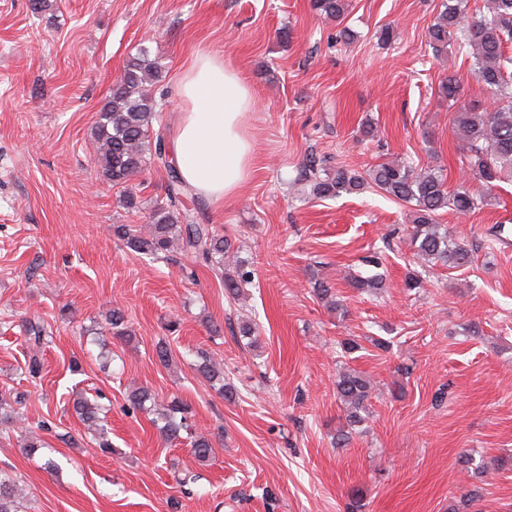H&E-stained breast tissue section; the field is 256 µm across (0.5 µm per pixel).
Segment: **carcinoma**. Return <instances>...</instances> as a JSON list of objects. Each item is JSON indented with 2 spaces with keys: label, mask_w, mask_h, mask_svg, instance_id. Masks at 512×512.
<instances>
[{
  "label": "carcinoma",
  "mask_w": 512,
  "mask_h": 512,
  "mask_svg": "<svg viewBox=\"0 0 512 512\" xmlns=\"http://www.w3.org/2000/svg\"><path fill=\"white\" fill-rule=\"evenodd\" d=\"M319 14L336 21L348 11V0H313ZM429 42L438 55L455 47L457 53L473 59V74L494 96L490 111L461 107L455 116L457 135L466 151L465 164L483 184V194L475 195L466 182L450 191L446 178L436 169L416 170L402 160L376 164L364 172L346 165L330 167L311 157L301 166L299 180L318 198H335L342 193L379 190L410 208L411 230L408 233L413 256L426 264L460 268L470 262L469 249L451 238L446 225L437 221L442 210L466 214L476 210L492 195L497 182L512 173V0H488L486 11L471 7V0H442L441 10L428 30ZM158 78L156 67L147 54L140 53L129 61L123 74L112 85L111 95L99 112L94 130L100 175L112 186L125 187L132 177L150 168H163L169 174L166 200L152 206L148 228L133 224L112 225L113 236L130 251L155 259L165 258L176 248L190 251L208 268L224 276V292L231 298L240 296L252 283V271L245 269L231 242L208 224L198 222L193 190L186 185L166 153L162 130L154 128L159 120L157 103L149 86ZM460 79L455 74L444 78L438 88L441 96L457 100ZM236 269L224 275V267ZM109 331L113 337H129L126 316L121 309L112 310ZM25 341L39 348L46 340L43 324L27 320L22 324ZM195 370L220 395L233 398L232 388L224 384V370L202 351L196 353ZM336 392L345 405L347 426L364 421L372 394L369 378L357 371H343L336 380ZM127 412H156L163 422L162 435L173 440L189 431L188 404L172 399L158 405L156 397L145 387L131 390ZM74 411L95 435L96 446L103 453L112 452V442L103 415L108 412L99 401L80 397ZM22 419L15 408H7L0 399V426L11 430ZM190 451L200 462L212 454V443L203 435L191 437ZM23 507L15 481L0 475V512H21Z\"/></svg>",
  "instance_id": "obj_1"
}]
</instances>
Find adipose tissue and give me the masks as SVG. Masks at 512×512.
Here are the masks:
<instances>
[{
    "label": "adipose tissue",
    "instance_id": "1",
    "mask_svg": "<svg viewBox=\"0 0 512 512\" xmlns=\"http://www.w3.org/2000/svg\"><path fill=\"white\" fill-rule=\"evenodd\" d=\"M178 95L183 109L171 151L180 175L198 195L223 203L250 171L245 118L254 106L252 92L222 56L199 51L179 79Z\"/></svg>",
    "mask_w": 512,
    "mask_h": 512
}]
</instances>
